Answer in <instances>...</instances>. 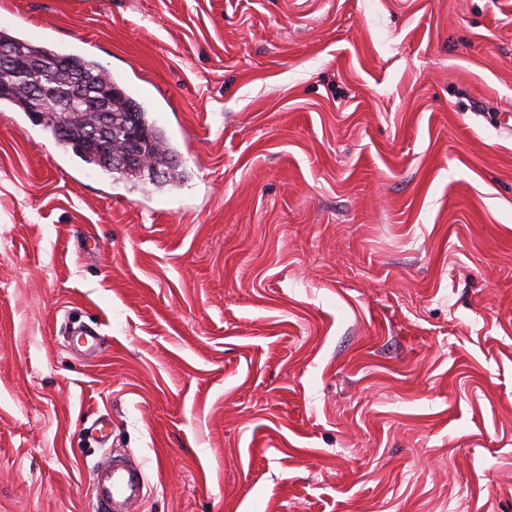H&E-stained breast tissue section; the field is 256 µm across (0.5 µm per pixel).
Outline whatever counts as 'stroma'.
<instances>
[{
	"label": "stroma",
	"mask_w": 512,
	"mask_h": 512,
	"mask_svg": "<svg viewBox=\"0 0 512 512\" xmlns=\"http://www.w3.org/2000/svg\"><path fill=\"white\" fill-rule=\"evenodd\" d=\"M1 14L101 61L181 178L0 109V512H87L102 414L139 512H512V0ZM69 333L79 336V340L73 345L84 348L88 355H95L104 350L106 336L97 329L78 325L71 327Z\"/></svg>",
	"instance_id": "1"
}]
</instances>
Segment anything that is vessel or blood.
<instances>
[{"instance_id": "1", "label": "vessel or blood", "mask_w": 512, "mask_h": 512, "mask_svg": "<svg viewBox=\"0 0 512 512\" xmlns=\"http://www.w3.org/2000/svg\"><path fill=\"white\" fill-rule=\"evenodd\" d=\"M70 332L87 354L103 351L106 338L97 329L79 325L71 327ZM96 479L92 512H130L143 499L144 476L133 455L105 458L97 467Z\"/></svg>"}]
</instances>
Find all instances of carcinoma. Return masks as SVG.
I'll return each instance as SVG.
<instances>
[{"instance_id": "1", "label": "carcinoma", "mask_w": 512, "mask_h": 512, "mask_svg": "<svg viewBox=\"0 0 512 512\" xmlns=\"http://www.w3.org/2000/svg\"><path fill=\"white\" fill-rule=\"evenodd\" d=\"M21 56L28 65V73L11 74L0 70V84H10V90L0 94V106L14 107L23 112L41 109L40 124L54 141L79 157L110 174L133 182L148 181L162 186L174 181L173 173L179 167V158L164 129L149 116L148 110L123 88L110 102L101 107L109 118L105 134L112 142V153L124 155L131 150L128 131L137 126L144 133L147 161L133 162L121 170L106 167L80 138H69L61 132L60 109L56 101L69 94L74 81H81L85 92L105 80H112L107 70L88 55L66 52L50 43L21 39L15 32L0 28V48Z\"/></svg>"}]
</instances>
